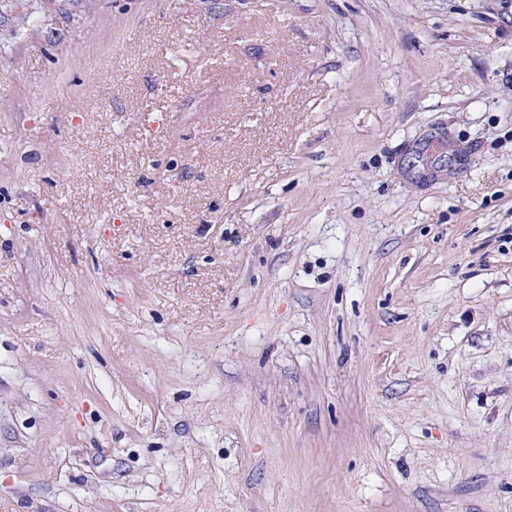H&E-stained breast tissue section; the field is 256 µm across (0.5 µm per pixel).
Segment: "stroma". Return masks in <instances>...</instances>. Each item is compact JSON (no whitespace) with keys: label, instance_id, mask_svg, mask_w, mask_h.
<instances>
[{"label":"stroma","instance_id":"1","mask_svg":"<svg viewBox=\"0 0 512 512\" xmlns=\"http://www.w3.org/2000/svg\"><path fill=\"white\" fill-rule=\"evenodd\" d=\"M0 512H512V0H0Z\"/></svg>","mask_w":512,"mask_h":512}]
</instances>
